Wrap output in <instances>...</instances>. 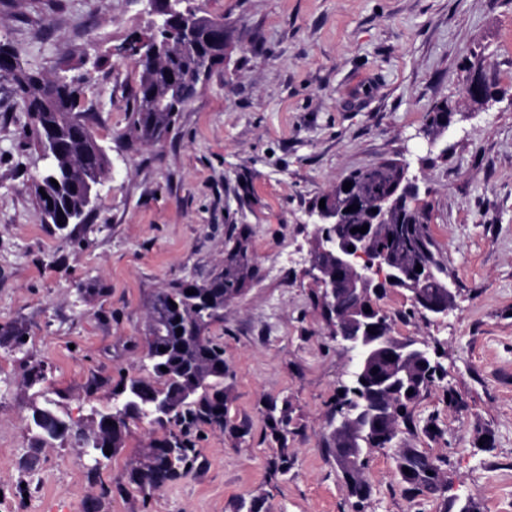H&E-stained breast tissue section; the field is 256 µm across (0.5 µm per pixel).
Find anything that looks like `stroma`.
<instances>
[{
  "label": "stroma",
  "instance_id": "1",
  "mask_svg": "<svg viewBox=\"0 0 512 512\" xmlns=\"http://www.w3.org/2000/svg\"><path fill=\"white\" fill-rule=\"evenodd\" d=\"M224 19L229 54L165 142L124 137L140 70L126 51L148 31L149 0H13L0 43L48 78L69 58L81 105L109 167L84 223H44L33 181L46 166L27 148L30 119L0 81V512H512V0H187ZM483 60L492 100L464 96L469 61ZM456 107L432 132L441 101ZM407 175L431 215L430 233L456 283L442 319L408 291L380 300L392 331L435 350L441 378L412 407L396 448L439 461L441 489L410 495L396 448L369 453L368 498L348 497L325 448L330 410L353 353L336 340L309 275L314 200L350 172L384 160ZM250 229L254 277L210 329L232 377L231 427L203 428L200 467L142 499L104 498L71 442L37 447L24 418L57 401L76 428L112 406L111 384L146 375L144 300L176 280L222 266L228 238ZM47 380L24 385L30 358ZM104 387L87 394L91 378ZM288 404L294 430L286 474L265 410ZM435 431H427L428 423ZM154 428L131 424L101 471L125 484L130 458Z\"/></svg>",
  "mask_w": 512,
  "mask_h": 512
}]
</instances>
